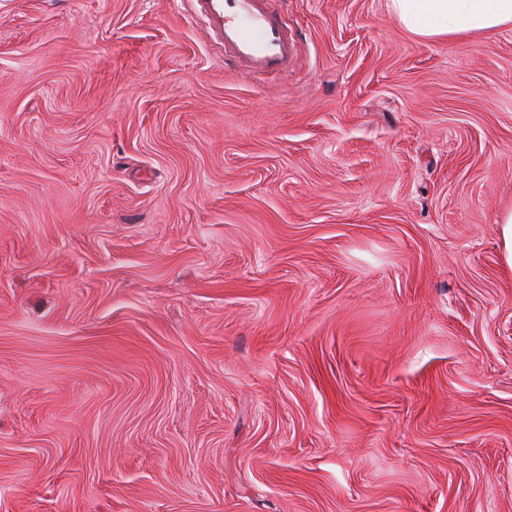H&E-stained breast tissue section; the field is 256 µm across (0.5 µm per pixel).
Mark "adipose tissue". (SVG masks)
Segmentation results:
<instances>
[{"mask_svg":"<svg viewBox=\"0 0 512 512\" xmlns=\"http://www.w3.org/2000/svg\"><path fill=\"white\" fill-rule=\"evenodd\" d=\"M391 8L410 32L432 39L512 25V0H391Z\"/></svg>","mask_w":512,"mask_h":512,"instance_id":"ef3b65f1","label":"adipose tissue"}]
</instances>
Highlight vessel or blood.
Returning <instances> with one entry per match:
<instances>
[{
	"label": "vessel or blood",
	"instance_id": "1",
	"mask_svg": "<svg viewBox=\"0 0 512 512\" xmlns=\"http://www.w3.org/2000/svg\"><path fill=\"white\" fill-rule=\"evenodd\" d=\"M224 46L225 56L255 75L288 70L298 45L270 0H190Z\"/></svg>",
	"mask_w": 512,
	"mask_h": 512
}]
</instances>
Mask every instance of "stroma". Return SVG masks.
<instances>
[{"label": "stroma", "mask_w": 512, "mask_h": 512, "mask_svg": "<svg viewBox=\"0 0 512 512\" xmlns=\"http://www.w3.org/2000/svg\"><path fill=\"white\" fill-rule=\"evenodd\" d=\"M0 0V512H512V28ZM224 46L225 56L255 75L284 73L298 45L269 0H189Z\"/></svg>", "instance_id": "35a3bbf8"}]
</instances>
